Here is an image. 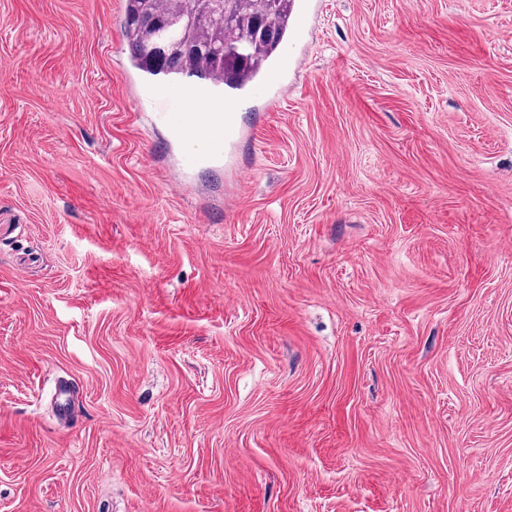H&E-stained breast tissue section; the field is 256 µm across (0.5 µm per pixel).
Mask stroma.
Masks as SVG:
<instances>
[{"label":"stroma","mask_w":512,"mask_h":512,"mask_svg":"<svg viewBox=\"0 0 512 512\" xmlns=\"http://www.w3.org/2000/svg\"><path fill=\"white\" fill-rule=\"evenodd\" d=\"M317 2L228 166L0 0V512H512V0Z\"/></svg>","instance_id":"stroma-1"}]
</instances>
